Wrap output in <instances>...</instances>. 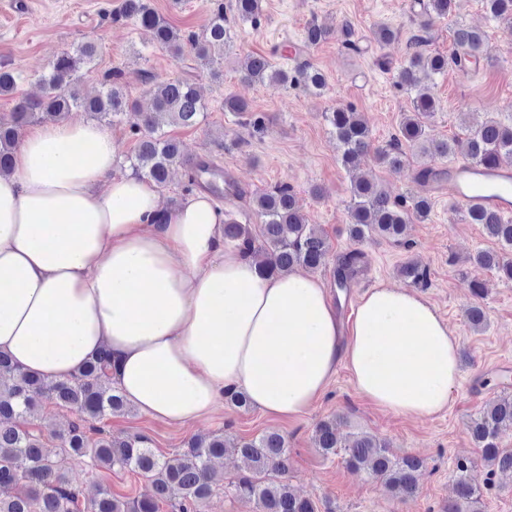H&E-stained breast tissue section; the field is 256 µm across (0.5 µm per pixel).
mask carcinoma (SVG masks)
<instances>
[{"mask_svg": "<svg viewBox=\"0 0 512 512\" xmlns=\"http://www.w3.org/2000/svg\"><path fill=\"white\" fill-rule=\"evenodd\" d=\"M454 2L427 0L425 10L431 17L444 18ZM485 2L494 17L512 24V0ZM232 10L238 19L256 23L261 15V0H234ZM120 16L135 19L151 30L156 43L173 54H193L203 68L213 67L216 57H224L234 39L222 4L212 11L200 33L173 27L150 7L148 0H122ZM453 41L456 53L450 56L419 49L408 52L407 61L393 74L395 85L411 91L417 87L422 71L441 75L450 66L464 70L472 66L471 60L483 58L486 38L480 29L458 25ZM97 52V46L87 42L73 52L59 55L49 75L43 78L45 96L38 100L18 99L11 120L0 121V174L11 170L13 151L25 125L44 118L61 120L72 110L81 109L98 119H128L141 131L137 149L129 159L132 176L149 179L158 186L166 183L170 167L180 161L181 152L178 142L161 130L162 120L167 118L187 128L201 123L207 104L196 83L183 78L154 82L147 90L152 109L144 112L124 93L122 71L113 69L103 74L102 90L97 95L83 97L79 92L80 70L94 61ZM240 73L247 82L274 89L299 85L319 93L326 85L324 75L306 62H298L289 70L275 66L260 54L246 55ZM20 78L19 71L8 64L1 65L0 95L13 93ZM224 110L241 117L250 112L249 104L232 93L224 95ZM437 110L433 95L417 93L413 114L404 119L399 134L376 150L378 163L389 168L401 166L406 158L405 144L430 161L454 156L453 144L428 137L423 128L422 118ZM324 120L341 152L342 165L355 168L370 148V130L364 118L351 108L336 106L324 113ZM503 155L512 156V124L491 118L470 132L465 162L493 166L500 163ZM255 206L261 217L259 235H254L249 225L226 218L224 240L228 244L252 257L263 253L260 264L271 275L296 266L316 271L327 265V236L317 225L307 223L288 183L261 193ZM429 212V199L419 192L393 199L373 182L354 181L347 233L355 248L337 258L333 271L337 290L347 292L352 286L363 259L358 245L374 237L400 242L406 225L425 220ZM464 218L468 224L481 225L485 234L501 246L499 251L477 252L472 265L511 281L512 222L491 210H467ZM109 366V355L100 353L67 380L48 382L0 353V512H159V505L172 498L178 501V512H202V506L220 484L239 498L256 501L260 512H318L314 500L297 494L285 480L288 443L278 433L236 441L215 433L192 438L180 452L163 456L149 446V438L144 435L114 436L96 427L95 423L129 409L113 386ZM44 400L78 413L77 420L55 435L59 445L54 448L47 446L39 430L27 425V415ZM467 430L493 470L512 475V448L500 447L501 434L512 430V395L503 393L484 405L470 420ZM315 443L323 456L343 455L350 470L373 475L401 496H410L416 490L422 461L414 456L394 457L382 439L362 433L341 437L333 417L316 425ZM227 453L236 455L240 462L236 476L229 481L213 465ZM73 455L87 456L95 466L107 470L135 471L150 481L153 494L132 501H122L108 492L84 498L68 485L65 476L64 464ZM468 471L467 461L456 462L457 499L448 512H461L463 508L479 512L480 500L468 481Z\"/></svg>", "mask_w": 512, "mask_h": 512, "instance_id": "obj_1", "label": "carcinoma"}]
</instances>
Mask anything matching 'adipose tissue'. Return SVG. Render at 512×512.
Returning <instances> with one entry per match:
<instances>
[{
    "label": "adipose tissue",
    "instance_id": "ef3b65f1",
    "mask_svg": "<svg viewBox=\"0 0 512 512\" xmlns=\"http://www.w3.org/2000/svg\"><path fill=\"white\" fill-rule=\"evenodd\" d=\"M115 158L111 133L91 121L22 134L0 174V352L63 380L110 350L127 402L176 424L230 390L264 414L299 416L342 365L383 410L447 408L456 343L426 300L371 289L342 334L319 280L262 274L225 244L210 197L168 208L154 182L113 176Z\"/></svg>",
    "mask_w": 512,
    "mask_h": 512
}]
</instances>
